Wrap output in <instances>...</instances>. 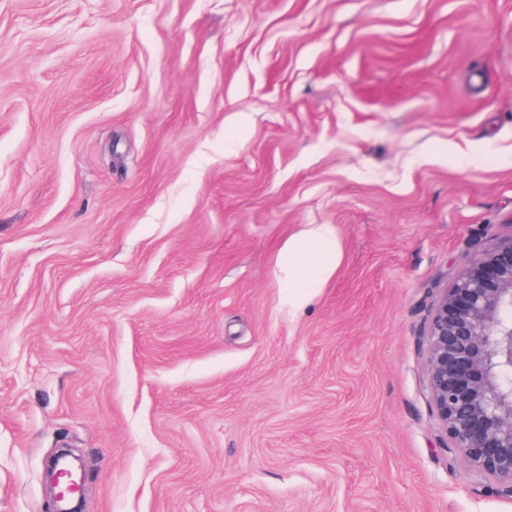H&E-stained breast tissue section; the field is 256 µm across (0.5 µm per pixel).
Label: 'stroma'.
<instances>
[{
  "instance_id": "1",
  "label": "stroma",
  "mask_w": 512,
  "mask_h": 512,
  "mask_svg": "<svg viewBox=\"0 0 512 512\" xmlns=\"http://www.w3.org/2000/svg\"><path fill=\"white\" fill-rule=\"evenodd\" d=\"M511 238L512 0H0V512L67 446L85 512H512L427 375ZM337 241L334 225L312 224L280 253L277 277L294 306H304L336 271Z\"/></svg>"
}]
</instances>
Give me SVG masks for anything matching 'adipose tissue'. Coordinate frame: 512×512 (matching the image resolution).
I'll use <instances>...</instances> for the list:
<instances>
[{
    "instance_id": "ef3b65f1",
    "label": "adipose tissue",
    "mask_w": 512,
    "mask_h": 512,
    "mask_svg": "<svg viewBox=\"0 0 512 512\" xmlns=\"http://www.w3.org/2000/svg\"><path fill=\"white\" fill-rule=\"evenodd\" d=\"M339 260L334 225L314 224L289 241L277 261V277L297 307L304 306L335 272Z\"/></svg>"
}]
</instances>
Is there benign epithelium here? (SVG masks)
Listing matches in <instances>:
<instances>
[{"instance_id": "benign-epithelium-1", "label": "benign epithelium", "mask_w": 512, "mask_h": 512, "mask_svg": "<svg viewBox=\"0 0 512 512\" xmlns=\"http://www.w3.org/2000/svg\"><path fill=\"white\" fill-rule=\"evenodd\" d=\"M428 390L450 447L512 495V240L477 256L428 329Z\"/></svg>"}]
</instances>
